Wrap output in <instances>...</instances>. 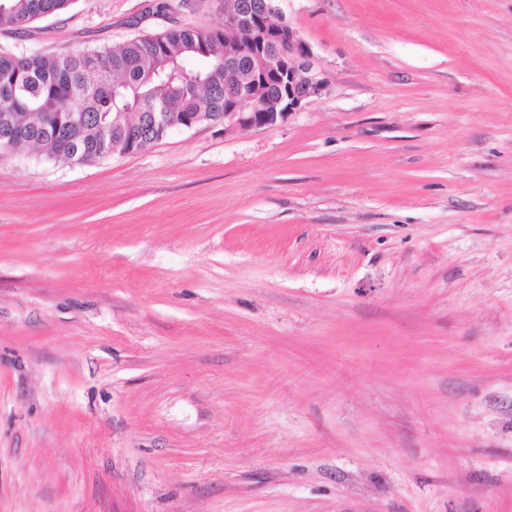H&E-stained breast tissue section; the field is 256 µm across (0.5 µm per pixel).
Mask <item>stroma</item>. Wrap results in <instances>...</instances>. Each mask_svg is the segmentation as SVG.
I'll use <instances>...</instances> for the list:
<instances>
[{"label":"stroma","instance_id":"1","mask_svg":"<svg viewBox=\"0 0 512 512\" xmlns=\"http://www.w3.org/2000/svg\"><path fill=\"white\" fill-rule=\"evenodd\" d=\"M277 6L325 81L285 122L0 152V512H512V0Z\"/></svg>","mask_w":512,"mask_h":512}]
</instances>
